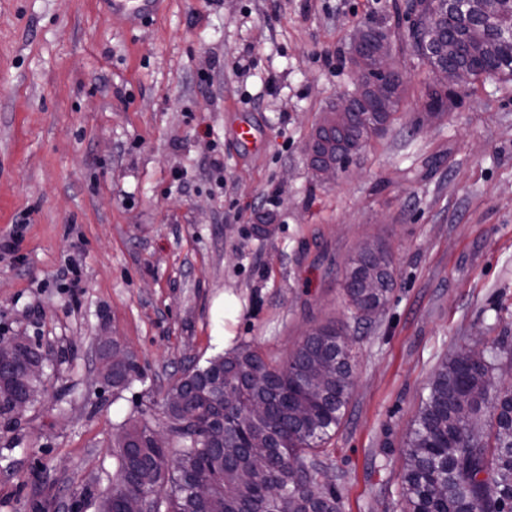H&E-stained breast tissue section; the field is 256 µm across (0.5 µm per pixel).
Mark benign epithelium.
Wrapping results in <instances>:
<instances>
[{
	"instance_id": "obj_1",
	"label": "benign epithelium",
	"mask_w": 512,
	"mask_h": 512,
	"mask_svg": "<svg viewBox=\"0 0 512 512\" xmlns=\"http://www.w3.org/2000/svg\"><path fill=\"white\" fill-rule=\"evenodd\" d=\"M371 37H360L353 42L349 65L358 81L354 90L340 96L323 113L317 123L311 140L307 144L306 155L311 170L324 182L336 180L348 159L361 152L358 144L349 142L351 129L361 122L371 133H384L388 124L380 119L392 97L396 84L403 76L394 65L390 34L379 28L370 30ZM473 81L472 70L460 64L440 65L433 68L431 86L446 90L448 86H466ZM381 266L373 278L363 282L365 288H384L386 280L383 271L391 261L388 249L378 254ZM35 343L19 337L0 343V380L10 385L8 409L14 416L22 415L25 408L37 401L44 387H32L39 373L46 371L40 362L30 361L29 349ZM99 373L102 379L112 381V372L122 368L129 361L127 351L117 340L101 336L97 341Z\"/></svg>"
}]
</instances>
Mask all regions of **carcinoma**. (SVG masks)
Instances as JSON below:
<instances>
[{
	"mask_svg": "<svg viewBox=\"0 0 512 512\" xmlns=\"http://www.w3.org/2000/svg\"><path fill=\"white\" fill-rule=\"evenodd\" d=\"M447 34L432 48L408 32L429 66L463 62V53L494 61L476 78L512 80V0H446L439 17ZM452 90L426 89L422 107L448 111ZM391 289L345 288L353 319L382 311ZM352 339L334 324L309 331L282 361L251 347L218 354L183 369L172 386L187 397L183 410L159 411L174 437L152 446L153 414L123 427L116 467L101 492V512H117L123 497L146 496L153 512H340L329 480L325 445L338 432L353 387ZM262 374L263 384L253 383ZM512 347L494 342L483 353L465 349L434 374L407 441L401 477L404 512H503L512 505ZM137 361L115 373L112 386L142 378ZM264 406L254 419L252 407ZM217 487L193 496L200 480ZM326 485L319 495L310 484Z\"/></svg>",
	"mask_w": 512,
	"mask_h": 512,
	"instance_id": "obj_1",
	"label": "carcinoma"
}]
</instances>
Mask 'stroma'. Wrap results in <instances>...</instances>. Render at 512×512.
<instances>
[{
  "mask_svg": "<svg viewBox=\"0 0 512 512\" xmlns=\"http://www.w3.org/2000/svg\"><path fill=\"white\" fill-rule=\"evenodd\" d=\"M405 2L164 0L133 27L111 0H0V340H37L49 373L0 423V512H70L185 367L244 344L282 359L330 321L355 341L327 446L341 512H401L435 372L512 344V82L455 89L417 126L430 73L394 29L395 120L335 183L307 163L354 87L358 30ZM365 237L391 249L394 286L359 325L342 282ZM101 336L143 380L102 382Z\"/></svg>",
  "mask_w": 512,
  "mask_h": 512,
  "instance_id": "1",
  "label": "stroma"
}]
</instances>
